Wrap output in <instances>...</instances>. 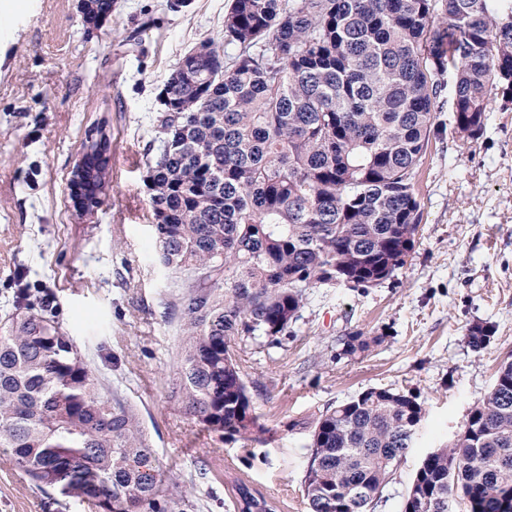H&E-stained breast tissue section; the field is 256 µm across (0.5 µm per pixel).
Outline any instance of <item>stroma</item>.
Instances as JSON below:
<instances>
[{"label": "stroma", "mask_w": 512, "mask_h": 512, "mask_svg": "<svg viewBox=\"0 0 512 512\" xmlns=\"http://www.w3.org/2000/svg\"><path fill=\"white\" fill-rule=\"evenodd\" d=\"M231 0H114L101 24L81 0H13L0 23V322L14 292L40 296L101 385L135 411L165 485L194 512H238L234 478L282 512H308L309 424L370 387L413 393L424 410L414 448L375 512H401L425 455L448 446L512 361V104L490 99L483 136L431 139L419 172L422 222L396 276L371 288L314 289L279 337L239 336L264 442L208 433L174 401L186 278L164 269L151 232L147 161L158 94L176 63L221 40ZM106 137L101 205L78 213L69 173L88 138ZM493 325L482 351L470 326ZM354 332L369 351L340 356ZM0 512H63L0 453Z\"/></svg>", "instance_id": "obj_1"}]
</instances>
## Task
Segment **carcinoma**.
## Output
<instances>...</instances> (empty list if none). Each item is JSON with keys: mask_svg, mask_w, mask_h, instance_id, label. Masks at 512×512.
I'll use <instances>...</instances> for the list:
<instances>
[{"mask_svg": "<svg viewBox=\"0 0 512 512\" xmlns=\"http://www.w3.org/2000/svg\"><path fill=\"white\" fill-rule=\"evenodd\" d=\"M113 0H88L94 23ZM512 0H232L224 43L188 52L160 95L161 136L148 205L160 261L183 273L173 396L208 432L257 442L260 422L232 340L281 335L313 288L392 278L422 220L417 175L443 132L484 133L492 92L512 102ZM0 326V449L41 491L99 512H190L162 483L135 413L91 367L29 289ZM493 326L467 333L484 348ZM377 338L356 332L355 357ZM412 393L368 388L311 425L310 512H371L414 447ZM240 512H280L250 481ZM512 512V362L470 408L456 439L418 465L401 512Z\"/></svg>", "mask_w": 512, "mask_h": 512, "instance_id": "obj_1", "label": "carcinoma"}]
</instances>
